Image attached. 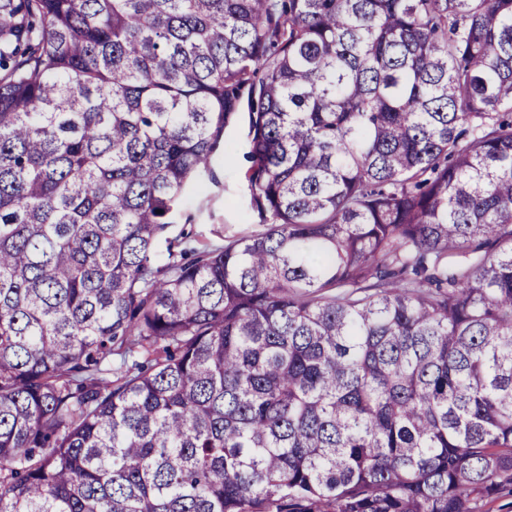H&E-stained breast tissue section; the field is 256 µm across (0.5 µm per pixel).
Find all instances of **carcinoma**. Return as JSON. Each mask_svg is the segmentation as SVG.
I'll list each match as a JSON object with an SVG mask.
<instances>
[{
    "label": "carcinoma",
    "instance_id": "carcinoma-1",
    "mask_svg": "<svg viewBox=\"0 0 512 512\" xmlns=\"http://www.w3.org/2000/svg\"><path fill=\"white\" fill-rule=\"evenodd\" d=\"M244 108L272 223L198 250ZM508 475L512 0H0V512H473Z\"/></svg>",
    "mask_w": 512,
    "mask_h": 512
}]
</instances>
